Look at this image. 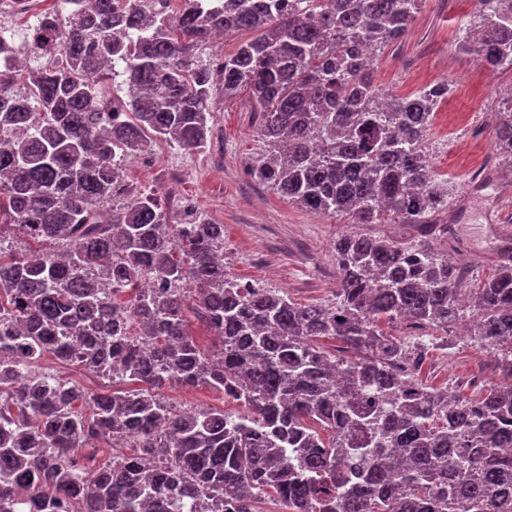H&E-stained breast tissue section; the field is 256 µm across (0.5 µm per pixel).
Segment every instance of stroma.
I'll return each instance as SVG.
<instances>
[{
    "label": "stroma",
    "instance_id": "1",
    "mask_svg": "<svg viewBox=\"0 0 512 512\" xmlns=\"http://www.w3.org/2000/svg\"><path fill=\"white\" fill-rule=\"evenodd\" d=\"M475 7L476 0H427L407 36L388 47L374 66L381 87L400 95L439 81L450 85L435 114L429 143L437 171L465 208L460 221L437 232L430 243L465 264L473 283L504 263L496 227L512 225V173L496 167L494 133L502 91L512 87V70L488 72L477 57L457 49L460 24ZM210 110L212 131L205 151L155 144L153 167L125 170V184L128 194H154L170 213L180 200L190 199L199 212L223 225L224 268L240 281L261 282L297 303L325 305L335 299V244L342 234L350 231L408 244L420 239L416 225H352L303 210L257 183L246 165L264 144L247 92L228 100L223 91H216ZM479 172L491 183L488 190L476 192L472 177ZM382 329L400 339L426 341L429 350L421 377L429 384L470 396L503 380L496 354L460 335L458 326L443 332L386 320ZM162 393L181 409H243L208 387L167 385Z\"/></svg>",
    "mask_w": 512,
    "mask_h": 512
}]
</instances>
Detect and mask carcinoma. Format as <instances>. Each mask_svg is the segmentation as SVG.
I'll use <instances>...</instances> for the list:
<instances>
[{"label": "carcinoma", "mask_w": 512, "mask_h": 512, "mask_svg": "<svg viewBox=\"0 0 512 512\" xmlns=\"http://www.w3.org/2000/svg\"><path fill=\"white\" fill-rule=\"evenodd\" d=\"M38 19L29 50L56 51L15 95L0 71V512H512V265L474 287L427 241H336L332 305L245 288L224 270V225L165 212L151 194L108 212L112 164L160 140L207 146L212 33L255 36L221 61L224 99L248 92L263 153L247 172L299 207L353 224H440L451 208L429 134L448 82L385 92L372 59L402 40L425 0H224L203 15L144 14L135 0H81ZM459 49L512 67V0H478ZM131 19L140 44L112 32ZM65 27V41L53 33ZM131 72L104 100L106 66ZM495 149L512 171V100ZM15 227L33 241L20 251ZM156 281L142 287L145 279ZM193 305L220 358L189 333ZM472 338L504 382L466 397L417 376L423 341L381 319ZM339 343L328 349L319 343ZM51 355L112 383L89 394L41 371ZM221 390L246 411H185L159 390ZM134 452L87 472L80 449Z\"/></svg>", "instance_id": "carcinoma-1"}]
</instances>
